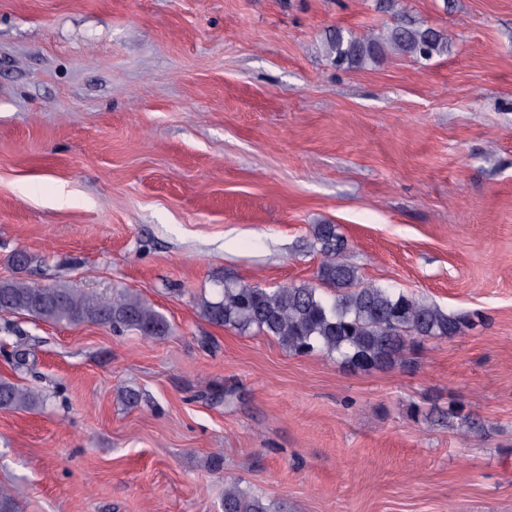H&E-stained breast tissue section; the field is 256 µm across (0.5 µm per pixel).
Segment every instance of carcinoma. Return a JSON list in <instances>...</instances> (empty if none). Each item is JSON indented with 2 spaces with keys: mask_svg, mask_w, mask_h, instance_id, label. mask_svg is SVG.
<instances>
[{
  "mask_svg": "<svg viewBox=\"0 0 512 512\" xmlns=\"http://www.w3.org/2000/svg\"><path fill=\"white\" fill-rule=\"evenodd\" d=\"M375 10L392 22L358 33L341 27L326 35V54L338 68H362L386 57L416 63L444 56L452 44L445 31L426 26L407 11L404 0H375ZM314 246L321 255L316 281L267 289L238 280L216 283L211 297L199 303L212 324L246 333L255 330L277 340L293 355L322 353L354 370L369 371L410 364L417 338H452L472 323L398 288L362 280L359 269L343 258L345 240L334 224H317ZM148 339L169 332L166 317L130 292L100 296L67 284L38 285L25 280L0 281V312L22 314L52 324L100 323ZM43 404L37 391L0 379V409L33 410ZM223 512H288L282 501L241 482L224 484Z\"/></svg>",
  "mask_w": 512,
  "mask_h": 512,
  "instance_id": "cac0c4a2",
  "label": "carcinoma"
}]
</instances>
